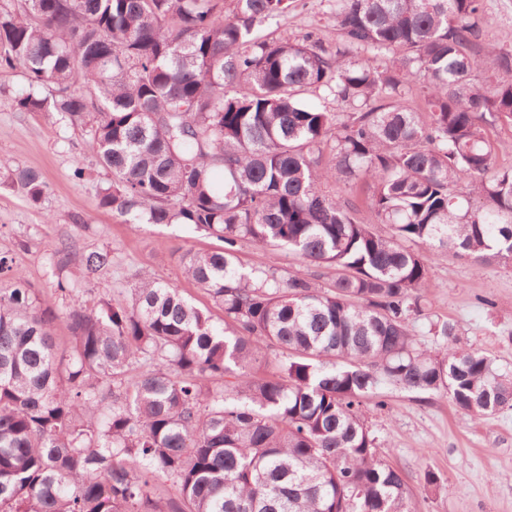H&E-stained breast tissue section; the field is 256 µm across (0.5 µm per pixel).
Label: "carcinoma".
I'll use <instances>...</instances> for the list:
<instances>
[{
  "instance_id": "carcinoma-1",
  "label": "carcinoma",
  "mask_w": 512,
  "mask_h": 512,
  "mask_svg": "<svg viewBox=\"0 0 512 512\" xmlns=\"http://www.w3.org/2000/svg\"><path fill=\"white\" fill-rule=\"evenodd\" d=\"M295 3L0 0V70L28 79L16 110L92 120L99 206L224 243L182 257L220 325L148 275L97 310L60 279V309L0 249V512H412L366 424L378 386L512 409V375L453 325L430 323L436 354L409 328L430 315L428 252L512 260V165L488 136L512 128V33L490 74L483 0H334L333 44L260 35ZM360 180L391 236L325 190ZM11 181L34 205L48 191L32 168ZM242 241L331 282L247 270ZM109 262L85 255L84 284ZM265 350L280 374L250 371Z\"/></svg>"
}]
</instances>
